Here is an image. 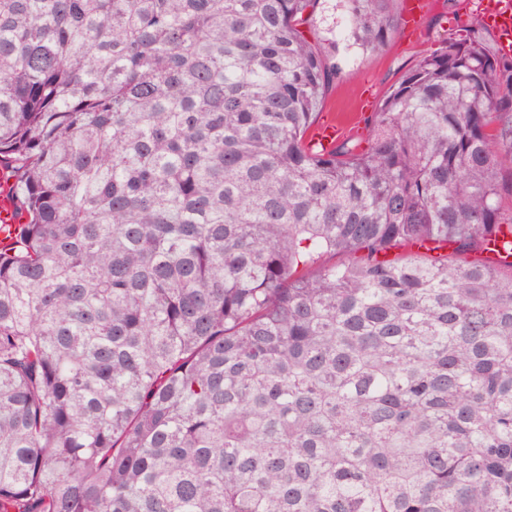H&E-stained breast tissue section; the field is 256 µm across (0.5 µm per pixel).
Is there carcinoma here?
Wrapping results in <instances>:
<instances>
[{"label":"carcinoma","instance_id":"1","mask_svg":"<svg viewBox=\"0 0 512 512\" xmlns=\"http://www.w3.org/2000/svg\"><path fill=\"white\" fill-rule=\"evenodd\" d=\"M315 2L0 0V512H512V56ZM339 10H336V0H320L314 9L312 21L303 27L305 35L311 41L330 36L327 30L334 25ZM430 8L419 22L417 36H404L400 27L391 41L379 52L360 57H346L340 44L336 61L341 70L329 84L326 96L315 112H319L312 125L311 146L330 151L343 139H361L366 136V124L361 113L339 121L330 116L336 112H363L371 116L382 99L416 61L419 53L429 48L435 40L455 32L472 12L479 11L483 23L496 36L497 47L504 55L512 54V0H429ZM480 1V3H479ZM372 88L373 107L366 109L362 100ZM321 122V123H320ZM311 127V128H312Z\"/></svg>","mask_w":512,"mask_h":512}]
</instances>
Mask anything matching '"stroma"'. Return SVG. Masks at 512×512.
<instances>
[{
    "label": "stroma",
    "mask_w": 512,
    "mask_h": 512,
    "mask_svg": "<svg viewBox=\"0 0 512 512\" xmlns=\"http://www.w3.org/2000/svg\"><path fill=\"white\" fill-rule=\"evenodd\" d=\"M430 8L419 22L415 37L396 32L382 50L360 57L337 54L341 70L329 84L318 107L320 115L336 112H359L365 96L381 103L403 75L416 61L419 53L435 40L455 32L465 23L470 13L478 11L479 0H430Z\"/></svg>",
    "instance_id": "stroma-1"
}]
</instances>
